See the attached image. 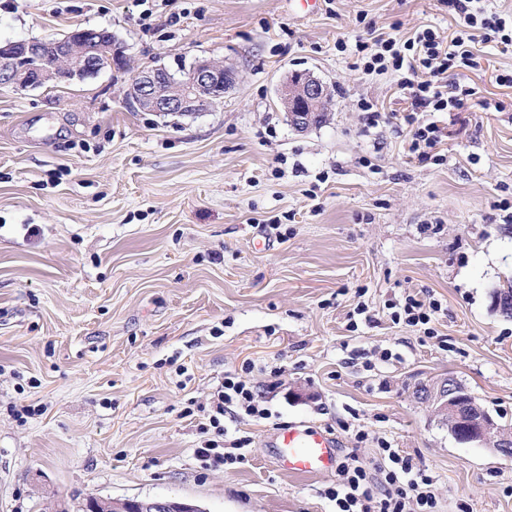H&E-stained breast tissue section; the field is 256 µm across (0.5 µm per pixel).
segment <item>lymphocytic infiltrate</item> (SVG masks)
<instances>
[{
	"instance_id": "1",
	"label": "lymphocytic infiltrate",
	"mask_w": 512,
	"mask_h": 512,
	"mask_svg": "<svg viewBox=\"0 0 512 512\" xmlns=\"http://www.w3.org/2000/svg\"><path fill=\"white\" fill-rule=\"evenodd\" d=\"M448 4L461 19L449 44H442L426 27L403 41L378 37L359 46L364 71L401 73L399 89L411 101L410 110L402 116L408 129L407 152L422 163L435 159L443 133L436 123L421 120V113L463 110L475 94L474 88L447 82L449 71L475 66L471 43L491 40L500 54H512V28L504 18L487 14L480 0H448ZM251 370V365H243L241 373L225 377L218 390L212 420L218 435L227 433L221 419L231 408L268 418V410L256 401L248 378ZM380 449L383 463L377 473L346 460L339 463L336 484L326 492L335 512H438L433 476L390 444L381 443Z\"/></svg>"
}]
</instances>
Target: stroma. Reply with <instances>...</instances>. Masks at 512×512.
Here are the masks:
<instances>
[{
	"mask_svg": "<svg viewBox=\"0 0 512 512\" xmlns=\"http://www.w3.org/2000/svg\"><path fill=\"white\" fill-rule=\"evenodd\" d=\"M458 24L445 0H320L311 15L291 0H0L2 42L106 28L129 60L0 85V512H68L90 493L334 512L335 473L274 464L291 423L370 469L387 440L434 476L439 512H512V458L456 441L412 395L451 375L512 423V318L490 307L512 281V88L497 82L512 56L474 45L477 68L453 80L476 97L428 113L442 159L423 164L398 74L355 66L359 42L429 27L447 43ZM199 58L239 73L214 110L126 105L138 70ZM304 69L334 101L297 132L276 93ZM364 99L386 120L369 126ZM409 295L441 304L430 338L391 318ZM247 363L272 416L225 417L252 443L216 465L197 454L217 437L212 397Z\"/></svg>",
	"mask_w": 512,
	"mask_h": 512,
	"instance_id": "stroma-1",
	"label": "stroma"
}]
</instances>
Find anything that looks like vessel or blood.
Masks as SVG:
<instances>
[{
    "instance_id": "b4317fda",
    "label": "vessel or blood",
    "mask_w": 512,
    "mask_h": 512,
    "mask_svg": "<svg viewBox=\"0 0 512 512\" xmlns=\"http://www.w3.org/2000/svg\"><path fill=\"white\" fill-rule=\"evenodd\" d=\"M274 454L280 470L295 476H313L335 467L337 442L328 432L294 423L278 433Z\"/></svg>"
}]
</instances>
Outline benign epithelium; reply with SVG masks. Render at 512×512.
I'll list each match as a JSON object with an SVG mask.
<instances>
[{
  "mask_svg": "<svg viewBox=\"0 0 512 512\" xmlns=\"http://www.w3.org/2000/svg\"><path fill=\"white\" fill-rule=\"evenodd\" d=\"M128 58L122 42L105 29H75L65 38L37 42L0 43V85L37 89L49 82L84 80L110 69L124 71ZM236 73L222 62L201 59L187 68L138 71L124 92L134 106L148 112L196 115L218 106ZM279 104L288 124L306 132L329 112V85L310 71L291 73L281 85ZM421 403L433 418L450 428L461 443L475 444L505 458L512 457V428L503 426L467 398L454 377L438 379L427 387ZM73 512H204L192 503L167 498L112 499L86 495Z\"/></svg>",
  "mask_w": 512,
  "mask_h": 512,
  "instance_id": "benign-epithelium-1",
  "label": "benign epithelium"
}]
</instances>
